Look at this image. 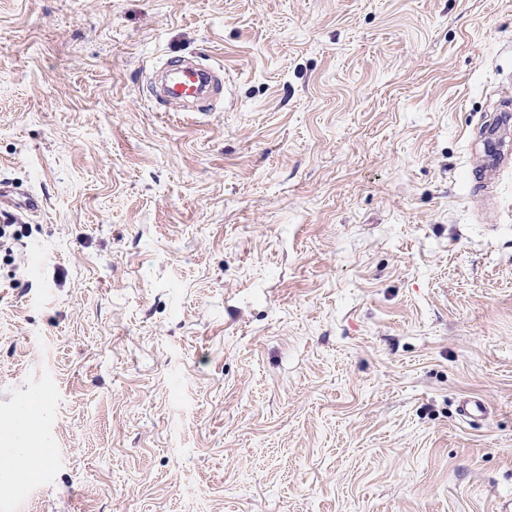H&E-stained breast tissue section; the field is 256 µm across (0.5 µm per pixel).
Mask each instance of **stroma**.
Instances as JSON below:
<instances>
[{
  "label": "stroma",
  "mask_w": 512,
  "mask_h": 512,
  "mask_svg": "<svg viewBox=\"0 0 512 512\" xmlns=\"http://www.w3.org/2000/svg\"><path fill=\"white\" fill-rule=\"evenodd\" d=\"M171 54L224 78L158 112ZM512 0H0V512L512 503ZM485 416L462 420L465 399Z\"/></svg>",
  "instance_id": "35a3bbf8"
}]
</instances>
